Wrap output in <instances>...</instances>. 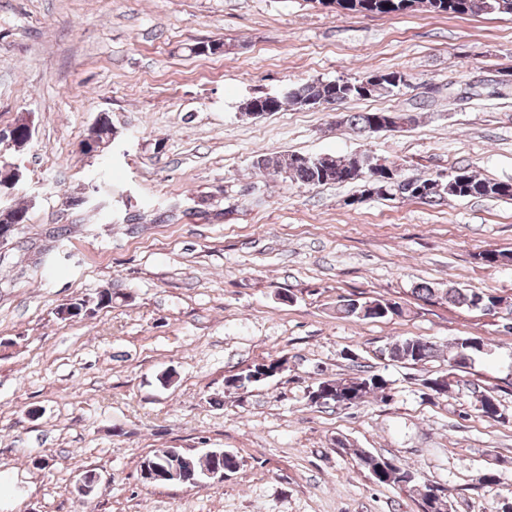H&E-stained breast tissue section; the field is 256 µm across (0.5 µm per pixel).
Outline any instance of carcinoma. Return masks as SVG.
Instances as JSON below:
<instances>
[{
    "instance_id": "carcinoma-1",
    "label": "carcinoma",
    "mask_w": 512,
    "mask_h": 512,
    "mask_svg": "<svg viewBox=\"0 0 512 512\" xmlns=\"http://www.w3.org/2000/svg\"><path fill=\"white\" fill-rule=\"evenodd\" d=\"M508 6L504 11L512 15V0H344L342 8L348 14L389 15L411 11H424L435 15L450 17L480 14L490 5ZM394 80H386L368 89L371 76L362 79L347 78L336 80L316 79L292 86L283 97H275L273 111H279L285 105L309 106L323 102L342 103L348 99H362L372 96H389L401 90V83L410 79L405 71L394 70L387 72ZM385 116L383 112H354L344 117V121L363 135L372 133L377 121ZM114 135L112 125L108 120H100L88 131V139L100 144L108 143ZM371 178L397 171L378 162L376 158L365 151H358L346 156H306L302 154H284L272 157L261 156L257 159L258 168L268 171L273 177L284 181L299 182L304 185L344 184L354 182L342 174L355 169ZM385 191L378 194L380 198L391 199L396 196L410 197L431 204H441L449 198H491L512 200V181H496L482 179L465 168L448 173V178L442 181V187L436 186L434 178L410 179L403 182H384ZM477 259L488 266L512 265V251L486 249L477 254ZM412 294L423 301L441 300L454 307L471 310L481 303L487 307L495 305L500 299L498 295L469 292L462 288H433L428 283H419L413 288ZM337 311L345 317L358 320L380 319L387 315L401 316L406 313L405 303L392 299H373L371 301L359 298L342 300ZM479 344L467 345L455 343V351L449 359L459 367H465L484 354L489 343L478 336ZM388 357L397 362L426 365L438 358V348L435 344L417 337H405L394 340L385 348ZM264 368V363H255L245 370L224 378V391H237L251 385L250 378ZM350 391L349 398H364L376 389H383L386 380L379 374L365 373L349 379H338ZM359 465L365 469L374 482L380 485L413 490L415 482L405 481L401 476H380L377 472V460L380 456L367 453L361 449L354 450ZM240 466V460L235 455L217 457L207 454L199 455L190 450L176 454L169 448H157L139 462L138 470L143 473L141 482L151 486H178L184 473L191 471L195 478L203 482L207 479L206 472L221 467L234 471ZM423 512H448V499L443 495L432 497V489L422 496Z\"/></svg>"
}]
</instances>
